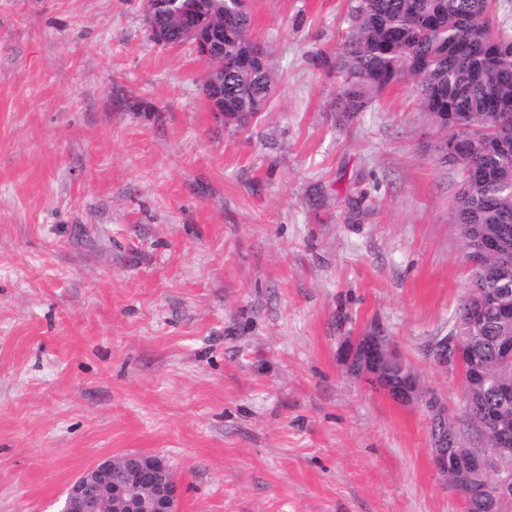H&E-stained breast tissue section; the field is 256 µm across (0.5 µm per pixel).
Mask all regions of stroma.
Listing matches in <instances>:
<instances>
[{
    "mask_svg": "<svg viewBox=\"0 0 512 512\" xmlns=\"http://www.w3.org/2000/svg\"><path fill=\"white\" fill-rule=\"evenodd\" d=\"M145 5L0 0V512L127 452L182 512H466L429 451L439 410L485 445L432 354L470 288L462 173L412 83L337 112L356 0H250L274 96L227 128ZM373 326L419 401L343 364Z\"/></svg>",
    "mask_w": 512,
    "mask_h": 512,
    "instance_id": "1",
    "label": "stroma"
}]
</instances>
